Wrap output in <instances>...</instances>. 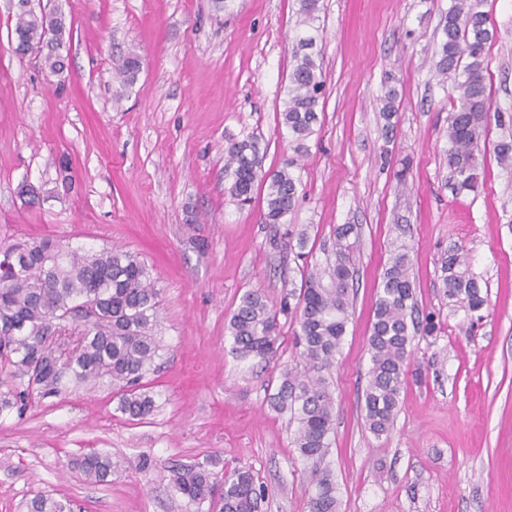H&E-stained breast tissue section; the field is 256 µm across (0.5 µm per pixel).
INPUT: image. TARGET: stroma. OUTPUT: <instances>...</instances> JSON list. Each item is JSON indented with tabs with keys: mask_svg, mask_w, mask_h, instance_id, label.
<instances>
[{
	"mask_svg": "<svg viewBox=\"0 0 512 512\" xmlns=\"http://www.w3.org/2000/svg\"><path fill=\"white\" fill-rule=\"evenodd\" d=\"M321 3L323 122L294 170L293 213L268 224L263 185L244 207L227 192L225 150L257 139L266 172L291 153L281 113L297 0H224L220 10L213 0H51L71 26L57 73L40 54L14 52L15 11L0 0V236L122 247L144 261L161 299L153 414L127 420L103 381L0 417V512H23L38 490L74 512H186L166 468L210 458L259 476L269 489L262 512H309L296 426L267 404L297 360L295 319L280 315L281 358L270 364L237 358L227 325L246 291L278 300L300 287L302 268L333 265L340 224L359 238L350 320L328 376L325 464L340 512H512V172L490 152L478 194L451 191L452 102L430 64L450 0ZM485 9L496 32L484 71L491 148L512 131V0ZM131 55L141 69L127 84L119 71ZM388 73L398 91L389 121ZM300 230L299 256L288 234ZM401 244L416 316L436 328L415 333L412 364L424 377L408 378L392 432L377 437L361 411L368 338L381 274ZM455 244L488 293L477 322L440 279ZM87 448L118 462L111 482L71 468Z\"/></svg>",
	"mask_w": 512,
	"mask_h": 512,
	"instance_id": "35a3bbf8",
	"label": "stroma"
}]
</instances>
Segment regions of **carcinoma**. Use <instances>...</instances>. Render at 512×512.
<instances>
[{
    "mask_svg": "<svg viewBox=\"0 0 512 512\" xmlns=\"http://www.w3.org/2000/svg\"><path fill=\"white\" fill-rule=\"evenodd\" d=\"M299 25L295 65L289 76L288 99L281 113L291 136L294 155L270 174L262 172L258 141H236L226 149L224 177L227 191L239 206L252 201L257 180L267 184V224H283L296 207L298 182L292 168L306 150L305 140L319 121L325 84L316 51L320 0H298ZM53 20L27 11L17 12L15 53L40 52L46 27ZM494 32L487 11L477 0H451L443 38L434 53L433 67L458 92L448 113L446 160L454 193H475L485 153L489 94L483 71L487 45ZM387 85L382 98L385 118L395 112L397 91ZM500 165L512 169V133L494 146ZM350 224L336 226V265L325 287L318 272L304 273L301 287L288 291L295 305H275L265 291L246 292L228 325L237 357L272 360L280 348L278 311L293 308L299 327L303 370L287 368L269 407L290 413L297 424L294 444L299 456L312 464L310 512H339L336 484L329 470L320 468L333 429L334 399L326 373L334 366L349 322V264L357 241ZM14 253L16 269L0 271V416L22 413L27 402L58 394L64 379L97 383L106 378L117 387V410L132 421L152 415L155 399L144 379L155 371L160 345L155 329L160 291L145 263L118 247L98 251L73 248L49 237L18 245L0 238V252ZM469 252L448 248L441 260L444 293L457 309L474 317L487 303L470 273ZM408 250L400 247L382 275L369 336V382L364 392L365 421L377 437L389 434L396 420L401 391L407 382L412 354L410 327L416 325L414 286ZM86 480L103 483L112 476V457L95 448L71 460ZM171 487L187 500L193 512H261L268 495L264 483L246 468L214 470L206 461L168 466ZM25 512H70V502L37 492L24 503Z\"/></svg>",
    "mask_w": 512,
    "mask_h": 512,
    "instance_id": "carcinoma-1",
    "label": "carcinoma"
}]
</instances>
